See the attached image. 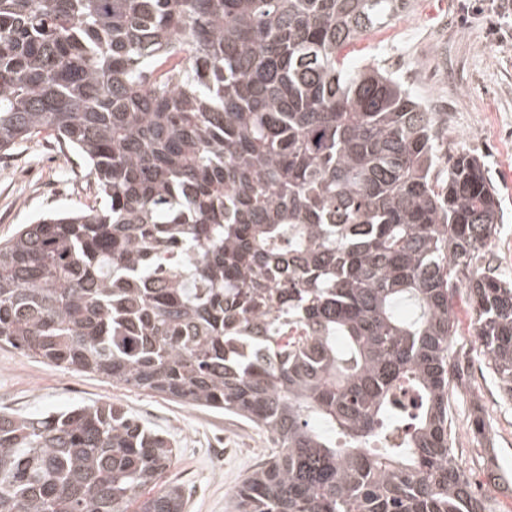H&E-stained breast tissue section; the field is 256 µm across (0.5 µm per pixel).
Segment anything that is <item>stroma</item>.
Returning <instances> with one entry per match:
<instances>
[{
	"mask_svg": "<svg viewBox=\"0 0 512 512\" xmlns=\"http://www.w3.org/2000/svg\"><path fill=\"white\" fill-rule=\"evenodd\" d=\"M430 16V0H408L380 30L367 34L349 58L393 72L431 112L448 116L443 150L479 157L503 213L488 252L494 273L512 279V0H447ZM94 178L74 150L40 136L0 156V237L51 211L92 202ZM455 349L468 351L472 386L454 394V454L482 487L486 475L512 477V401L500 393L478 352L466 295L454 305ZM110 401L174 444L168 473L186 497V512H232L235 488L264 460L267 434L221 411L179 404L146 391L112 385L93 374L47 365L0 345V411L28 416L75 404ZM486 412L487 438L469 430L474 403Z\"/></svg>",
	"mask_w": 512,
	"mask_h": 512,
	"instance_id": "1",
	"label": "stroma"
}]
</instances>
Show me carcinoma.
Returning <instances> with one entry per match:
<instances>
[{"label":"carcinoma","mask_w":512,"mask_h":512,"mask_svg":"<svg viewBox=\"0 0 512 512\" xmlns=\"http://www.w3.org/2000/svg\"><path fill=\"white\" fill-rule=\"evenodd\" d=\"M406 2L0 0V153L45 133L96 186L0 240V344L263 429L233 512H496L448 392L465 287L512 399L497 191L341 55ZM172 460L114 403L0 411V512H184Z\"/></svg>","instance_id":"obj_1"}]
</instances>
